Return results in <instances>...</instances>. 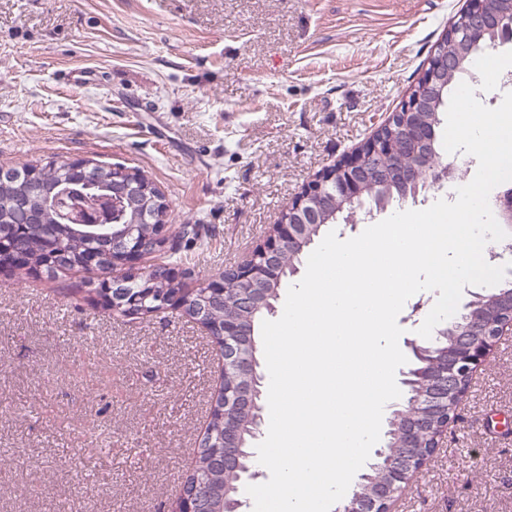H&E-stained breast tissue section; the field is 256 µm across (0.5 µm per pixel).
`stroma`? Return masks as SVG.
Here are the masks:
<instances>
[{
	"instance_id": "obj_1",
	"label": "stroma",
	"mask_w": 512,
	"mask_h": 512,
	"mask_svg": "<svg viewBox=\"0 0 512 512\" xmlns=\"http://www.w3.org/2000/svg\"><path fill=\"white\" fill-rule=\"evenodd\" d=\"M466 0H0V165L144 171L189 281L241 263L397 110ZM91 71L99 85L75 87ZM460 176L406 209L455 201ZM392 204L377 220L398 212ZM81 274L0 269V512H170L220 374L180 311L104 313ZM396 512H512V335ZM200 237L199 233V227L197 224H183L180 232H179V239L186 238V241L192 242L195 240H198ZM176 240L174 243H172L169 246V249L167 252L163 254L166 260L162 262L164 265H173L184 262V260H187V255L182 254L181 245L179 243L180 240Z\"/></svg>"
}]
</instances>
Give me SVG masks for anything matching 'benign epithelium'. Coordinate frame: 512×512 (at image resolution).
Returning <instances> with one entry per match:
<instances>
[{
	"label": "benign epithelium",
	"instance_id": "benign-epithelium-1",
	"mask_svg": "<svg viewBox=\"0 0 512 512\" xmlns=\"http://www.w3.org/2000/svg\"><path fill=\"white\" fill-rule=\"evenodd\" d=\"M490 0H468L466 7L448 22L442 37H449L464 52L478 47L485 37L492 42L512 41V21H505L503 14L489 7ZM462 55H449L433 51L428 67L391 117H402L401 135L395 139L373 135L352 151L343 154L336 162L319 173L282 211L277 224L272 226L267 239L257 246L244 263L228 268L224 273L199 282L192 292L209 301L220 302L231 289L236 290L235 304L238 314L224 317V321L206 322L203 311L196 310V321L213 339L222 336L224 343L216 345L224 367L247 366L256 349L252 326L244 318L259 312L271 313L274 305L268 303L271 289L280 287L287 267L282 263L285 254L299 255L313 243L312 229L322 223L324 214L346 204L363 203L367 186L372 182L397 185L419 193L420 187L434 186L456 178L452 165L434 163V124L426 119L433 97L443 89L448 75L460 68ZM61 194L65 212L62 222L90 230L98 236L112 238V253L121 255V265H132L157 254L146 245L140 246L129 239L128 225L121 223L125 196L114 193L89 198L82 194ZM158 224L154 225L153 243H167L163 224L167 212L166 198L151 199ZM494 212L500 225L512 228V189L505 190L496 199ZM27 257L15 244L0 236V265H23ZM130 279L122 276L100 284L101 300L116 312L121 309L135 311L138 297L127 289ZM497 312L491 318L463 315L440 326V336L452 335V345L432 356L430 344L409 342L413 357L421 368L414 371L421 392L415 398V407L405 417L399 431L398 447L402 452L384 458L383 470L387 479L379 482L371 493L349 500L347 512H391L395 498L408 487V476L424 465L415 460L411 450L417 447V438L426 432L437 417L444 414L445 427L454 422L457 412H448V404L457 395L461 379L470 378L494 350L500 336L512 330V292L496 298ZM256 381L243 378L226 392L218 388L209 419H214L215 408L224 402V469L239 467L238 450L242 447V428L239 421L249 422L255 433H262L263 408L258 402Z\"/></svg>",
	"mask_w": 512,
	"mask_h": 512
}]
</instances>
